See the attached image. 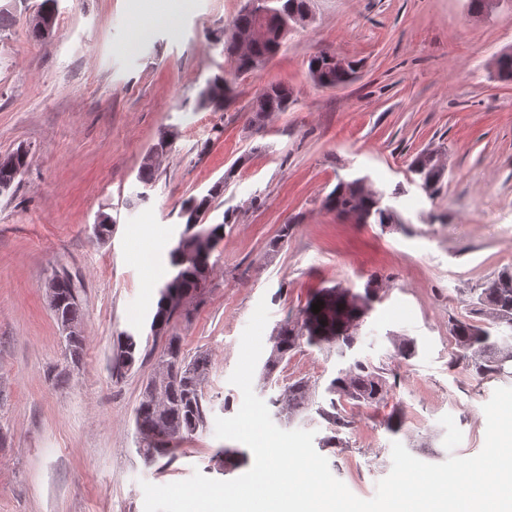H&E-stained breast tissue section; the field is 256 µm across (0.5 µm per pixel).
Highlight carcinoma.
<instances>
[{
    "label": "carcinoma",
    "instance_id": "obj_1",
    "mask_svg": "<svg viewBox=\"0 0 512 512\" xmlns=\"http://www.w3.org/2000/svg\"><path fill=\"white\" fill-rule=\"evenodd\" d=\"M266 6L281 18L309 8L308 0H268ZM258 23L256 14L242 11L231 25L230 39L225 41L226 49L235 52V36L250 33ZM289 33L290 30L278 27L268 29L264 39L247 44V51L237 56V70L241 73L250 71L257 67L261 58L275 55ZM496 69L500 80L512 81L511 51L498 58ZM309 72L318 86L337 87L350 79L355 65L351 63L348 68L340 69L329 63L326 57L315 55L309 60ZM231 84L232 80L222 75L211 78L199 92L196 106L222 110L224 103L231 99ZM291 98L292 92L285 84L272 83L263 87L255 97L251 110V129L261 132L268 115L286 110ZM411 167L419 175L426 194L431 198L437 196L442 188L444 170L428 162L424 153L413 159ZM234 174L235 168L232 167L206 194L182 202L178 213L182 230L176 246L169 252V264L174 273L158 289L159 298L150 322V336L156 337L166 332L180 298L198 292L205 284L212 265L208 262L199 267L184 261L183 239H189L193 234L194 215L205 214L211 209L212 203L224 194V186ZM382 199V194L366 189L359 180L340 181L326 196L324 206L338 216L354 213L360 224H391L402 231L407 230L399 215L384 205ZM379 291L377 278L369 279L362 293H354L352 289L339 285L323 290L319 296L323 305L320 306L317 321L322 323L329 335L315 336L302 324L285 322L272 338L263 375L272 377L282 361L303 344L319 349L334 348L342 357L346 356V352L355 350L362 339L357 330L371 311L372 302L378 297ZM58 297L63 304V317L76 326L82 325L83 303L71 280L59 282ZM473 306L486 323L477 325L468 320H456L451 324L450 335L459 350L455 361L464 363L472 376L479 380L496 376L511 377L512 344L499 343L492 335V329L506 327L512 331V272H502L481 288ZM390 342L394 354L400 358L408 359L415 353V343L409 338L393 336ZM140 347L141 337L136 334L117 336L112 364L116 375L120 376L134 367ZM159 358L173 363L176 372L166 380L151 378L136 411L137 428L146 442L139 452L150 462L173 458V451L167 444L206 429L212 410L210 399L205 395L211 370L207 355L188 358L182 350L180 337L169 336ZM389 391L390 386L382 368L367 358L353 357L325 388L330 396L329 406L315 408V413L326 423V434L321 438L320 447L327 450L342 445L340 434L349 421L340 409L341 403L378 407L386 402ZM314 395L315 391L308 381L298 379L288 384L279 396L270 399V405L275 408V415L289 421L314 405Z\"/></svg>",
    "mask_w": 512,
    "mask_h": 512
}]
</instances>
